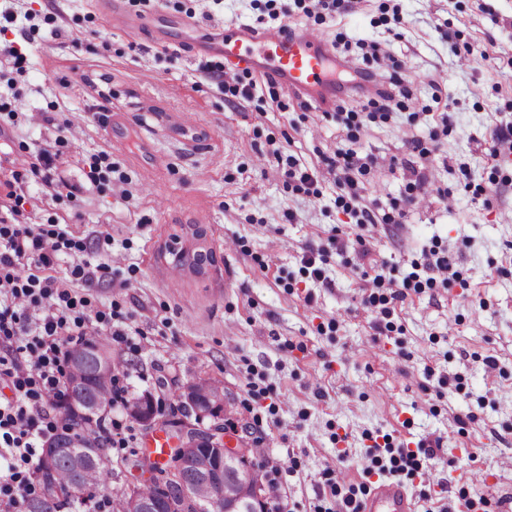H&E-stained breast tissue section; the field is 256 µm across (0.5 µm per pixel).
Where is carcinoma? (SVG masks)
Wrapping results in <instances>:
<instances>
[{
  "mask_svg": "<svg viewBox=\"0 0 512 512\" xmlns=\"http://www.w3.org/2000/svg\"><path fill=\"white\" fill-rule=\"evenodd\" d=\"M176 265L189 266L199 273L203 263L213 261V252L207 250H180L175 253ZM112 347L104 336L72 349L69 353V379L61 395L59 409L65 423L61 434L44 452L52 455L49 470L41 474L44 493L26 503V512H60L66 504H86L85 493L90 488L107 491L112 479L119 477L112 468V460L99 452V448L87 437L86 431L100 423L112 407V396L107 380L112 376ZM180 397L191 401L192 409L214 415L223 410V390L209 380L192 382ZM128 411L135 420H148L154 414L149 396H141L129 403ZM188 485L191 498L183 501V485ZM175 512H221L220 502L214 499V488L205 472L194 467L184 469L182 479L160 483L159 477L140 478L134 494L125 497L122 512H141L139 506L148 505Z\"/></svg>",
  "mask_w": 512,
  "mask_h": 512,
  "instance_id": "carcinoma-1",
  "label": "carcinoma"
}]
</instances>
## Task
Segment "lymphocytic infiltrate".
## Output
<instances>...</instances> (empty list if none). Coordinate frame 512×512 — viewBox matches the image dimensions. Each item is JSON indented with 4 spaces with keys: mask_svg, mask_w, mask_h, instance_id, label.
I'll return each instance as SVG.
<instances>
[{
    "mask_svg": "<svg viewBox=\"0 0 512 512\" xmlns=\"http://www.w3.org/2000/svg\"><path fill=\"white\" fill-rule=\"evenodd\" d=\"M360 50L359 100L352 107L336 103L337 118L347 124L362 115L387 116L410 96L394 59L381 63L385 85L364 89L374 79L370 63L381 61L377 44H361ZM325 165L342 197L352 202L358 223H375L374 212L361 203L369 163L346 151ZM21 181L20 171L10 170V204L0 209V512H25L27 500L41 490L37 450L60 429L56 395L68 377L70 349L106 333L116 340L123 336L118 329L105 331L103 313H91L87 297L58 286L51 270L61 258L64 234L23 222Z\"/></svg>",
    "mask_w": 512,
    "mask_h": 512,
    "instance_id": "f902f5d3",
    "label": "lymphocytic infiltrate"
}]
</instances>
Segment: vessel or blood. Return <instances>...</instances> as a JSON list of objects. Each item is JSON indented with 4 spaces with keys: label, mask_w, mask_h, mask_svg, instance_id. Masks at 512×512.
Returning a JSON list of instances; mask_svg holds the SVG:
<instances>
[{
    "label": "vessel or blood",
    "mask_w": 512,
    "mask_h": 512,
    "mask_svg": "<svg viewBox=\"0 0 512 512\" xmlns=\"http://www.w3.org/2000/svg\"><path fill=\"white\" fill-rule=\"evenodd\" d=\"M218 50L229 66H262L265 73L291 90H309L326 82V40L307 29H246L237 38L219 42ZM359 512H415V506L406 487L383 481L362 501Z\"/></svg>",
    "instance_id": "vessel-or-blood-1"
}]
</instances>
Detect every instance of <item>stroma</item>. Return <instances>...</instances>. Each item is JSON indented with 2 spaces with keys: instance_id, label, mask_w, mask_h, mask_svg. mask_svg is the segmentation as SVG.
<instances>
[{
  "instance_id": "35a3bbf8",
  "label": "stroma",
  "mask_w": 512,
  "mask_h": 512,
  "mask_svg": "<svg viewBox=\"0 0 512 512\" xmlns=\"http://www.w3.org/2000/svg\"><path fill=\"white\" fill-rule=\"evenodd\" d=\"M122 4L147 27L108 21L94 0L15 5L6 38L23 55L22 95L0 112V151L54 156L64 185L26 173L24 215L65 231L54 276L127 333L112 346L124 397L152 396L173 422L181 387L220 383L249 461L275 467L285 512L374 487L376 446L418 450L419 468L392 476L418 512H461L469 498L476 512H512V155L490 156L494 131L512 126V0H353L333 17L281 16L399 61L407 108L354 136L334 103L299 109L263 70L234 102L206 78L224 57L197 43L256 27L257 0ZM443 111L448 132L431 141ZM421 146L447 200H406ZM348 149L372 159L366 200L392 223L344 209L321 159ZM281 153L316 169L310 190L288 186ZM192 226L216 258L202 275L167 251ZM431 252L448 272L419 271ZM83 262L112 270L89 290L72 273Z\"/></svg>"
}]
</instances>
